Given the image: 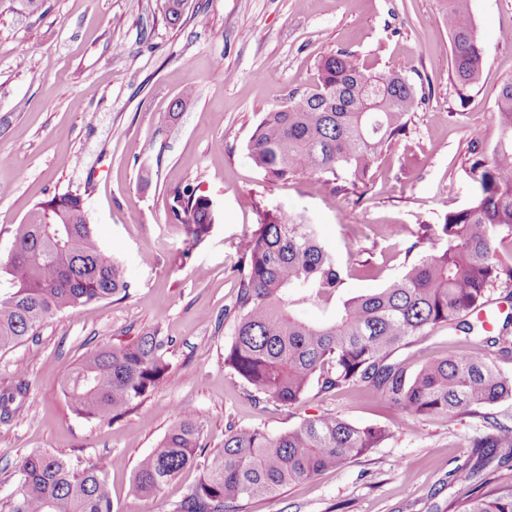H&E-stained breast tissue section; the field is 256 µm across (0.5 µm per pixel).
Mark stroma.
I'll use <instances>...</instances> for the list:
<instances>
[{"instance_id": "35a3bbf8", "label": "stroma", "mask_w": 512, "mask_h": 512, "mask_svg": "<svg viewBox=\"0 0 512 512\" xmlns=\"http://www.w3.org/2000/svg\"><path fill=\"white\" fill-rule=\"evenodd\" d=\"M201 18L165 21L163 0H46L29 13L0 0V261L17 224L38 202L81 196L105 252L123 267L127 292L58 313L35 336L0 350V396L25 386L11 417H0V506L19 486L29 455L106 458L112 512H172L200 478L185 469L159 493L134 487L139 460L192 408L202 444L224 445L227 423L277 434L302 419L337 413L388 427L366 457L254 497L236 512H448L479 474L512 469V451L484 460L471 445L481 418L399 415L387 397L358 386L310 389L295 406L255 403L224 366L232 340L240 244L265 216L304 214L342 264L333 301L385 287L433 245L423 225L468 205L476 190L471 150L498 138L496 94L512 77V0H469L484 47L479 80L461 86L442 0H188ZM343 51L373 70L403 73L420 103L407 133L366 184L335 192L298 175L268 181L247 154L264 113L314 84L320 61ZM178 118L170 112L184 91ZM213 202L204 240L192 244L172 221L175 190ZM160 330L175 382L163 383L119 419H85L62 394L66 374L98 346ZM483 349L512 376V355L462 332L438 328L413 341L415 360L449 344Z\"/></svg>"}]
</instances>
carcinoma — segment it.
<instances>
[{
	"label": "carcinoma",
	"instance_id": "carcinoma-1",
	"mask_svg": "<svg viewBox=\"0 0 512 512\" xmlns=\"http://www.w3.org/2000/svg\"><path fill=\"white\" fill-rule=\"evenodd\" d=\"M187 0H165V19L178 24ZM452 68L463 86L475 83L484 62L469 0H445ZM316 86L287 108L267 112L247 145L256 169L271 181L307 174L336 181V190L365 183L384 150L405 134L418 105L402 75L372 71L337 52L318 66ZM498 139L491 155L472 153L477 192L471 203L449 211L427 230L445 241L412 263L385 288L345 300L321 323L298 316L300 300L328 303L343 284L335 255L304 216L273 213L242 251L233 339L224 366L256 400L298 403L315 385L321 391L368 384L385 394L401 415L481 418L489 432L472 447L512 449V425L491 409L512 397V378L480 352L448 353L416 364L389 361L412 337L448 327L479 336L484 322H469L486 306L491 288L512 281L497 242L512 236V78L497 97ZM173 219L200 243L213 222L205 196L191 187L176 191ZM7 292L0 294V349L35 335L58 312L76 314L126 290L122 266L103 250L83 200L71 193L34 206L17 225L11 255L0 267ZM169 340L152 330L127 344L87 353L65 380L70 406L87 419L114 417L173 375ZM390 435L386 426L360 427L323 413L276 435L228 425L224 446L208 455L201 427L183 410L156 448L143 456L135 489L151 495L188 466L202 473L173 512H230L245 498L274 497L286 485L339 470L369 454ZM20 490L7 512H112L108 465L52 454L23 460ZM451 512H512V473L481 480L448 504Z\"/></svg>",
	"mask_w": 512,
	"mask_h": 512
}]
</instances>
